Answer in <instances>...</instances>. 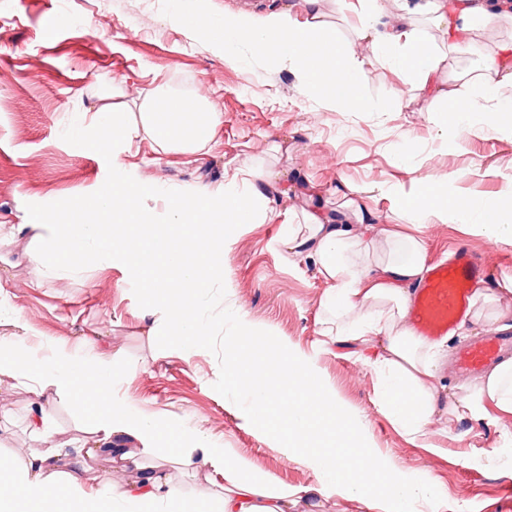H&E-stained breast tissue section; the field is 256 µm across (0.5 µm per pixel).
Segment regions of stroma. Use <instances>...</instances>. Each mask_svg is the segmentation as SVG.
<instances>
[{
  "mask_svg": "<svg viewBox=\"0 0 512 512\" xmlns=\"http://www.w3.org/2000/svg\"><path fill=\"white\" fill-rule=\"evenodd\" d=\"M206 20L247 10L255 16L288 8L306 17L304 0H190ZM322 20L346 42L367 73L365 95L374 109L308 98L297 75L270 67L248 48L225 52L204 25L187 27L171 0H0V295L36 341L76 348L89 342L111 360L116 392L145 413L169 411L206 430L221 447L246 457L255 471L288 488L319 485L321 476L280 437L245 426L224 372L225 307L244 309L250 323L310 361L317 379L351 412L357 436L377 453V474L358 490L337 491L319 512H372L385 499L384 475L423 476L445 492L443 512H512L504 491L512 479V414L488 408L449 418L448 404L469 395L451 366L453 350L491 329L512 332V296H503L498 319L466 318L434 356L436 410L423 438L409 441L378 401V379L366 349L325 341L321 301L327 284L311 259V246L286 258L282 225L303 223L306 205L345 224L397 225L422 237L429 262L448 259L466 245L486 260L490 280L512 275V242H492L455 224H410L399 219L391 192L430 177H447L449 195L487 202L512 195V132L480 117L460 132H446L441 113L407 74L374 57L358 38L359 19L344 0H323ZM512 39V19L502 17L475 44L452 50L441 85L453 88L489 66L496 44ZM170 88L204 94L224 115L219 143L209 153L157 157L140 142L129 163L144 183L222 187L224 174L253 166L285 176L266 187L263 223L244 227L226 259L224 285L211 289L210 340L185 350L169 336H151L148 300L119 266L103 263L67 279L39 275L29 255L35 243L25 225L35 210H59L92 190L107 169L105 158L63 137L72 113L136 111L147 91ZM411 159L402 162L400 154ZM49 427L30 425L32 397L12 379L0 382V456L24 463L31 453H52L93 443L90 414L69 398L48 393ZM179 447L161 436L152 454L121 460L94 455L83 473L85 490L122 489L140 476V465H158L192 499L221 493L224 478L191 471L178 461Z\"/></svg>",
  "mask_w": 512,
  "mask_h": 512,
  "instance_id": "35a3bbf8",
  "label": "stroma"
}]
</instances>
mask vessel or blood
I'll list each match as a JSON object with an SVG mask.
<instances>
[{"label": "vessel or blood", "instance_id": "vessel-or-blood-1", "mask_svg": "<svg viewBox=\"0 0 512 512\" xmlns=\"http://www.w3.org/2000/svg\"><path fill=\"white\" fill-rule=\"evenodd\" d=\"M488 274L486 263L468 247L456 248L450 262L433 266L418 284L410 311L415 330L438 339L452 336L468 314L472 289ZM511 349L512 336L492 333L459 348L456 368L463 376L477 373Z\"/></svg>", "mask_w": 512, "mask_h": 512}]
</instances>
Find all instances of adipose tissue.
<instances>
[{
	"mask_svg": "<svg viewBox=\"0 0 512 512\" xmlns=\"http://www.w3.org/2000/svg\"><path fill=\"white\" fill-rule=\"evenodd\" d=\"M306 21L284 11L259 24L247 14L226 17L213 28V38L225 51L248 47L268 62L293 68L305 94L369 111L364 96L367 73L341 39L319 21L322 0H305ZM362 27L374 56L409 74L431 102H445L453 131L474 115L492 125L503 123L512 110V41L500 44L489 75L444 91L438 82L447 56L419 35L417 7L404 0L395 20H387L379 0H357ZM426 15L439 27L449 47L473 41L479 29L498 17L492 0H427ZM91 121L92 146L110 153L107 176L79 206L42 211L30 226L38 242L31 262L38 272L66 277L103 261L125 269L151 300L150 310L168 335L186 348L203 344L211 321L202 311L210 288L224 277L226 253L243 225L266 216L263 186L273 173L251 167L235 169L223 191L196 185L181 194L165 184L144 185L136 165L125 163L138 140H150L162 155L202 153L216 144L224 124L198 93L177 95L165 89L149 91L137 115L100 108L91 117L77 116L69 135H79ZM433 181L411 193H400L401 213L412 224L433 217L438 224H458L487 239L512 238V197L481 207L440 193ZM147 196L163 198L165 211L156 214L144 205ZM314 241L316 271L329 284L322 306L329 315L325 337L357 343L364 348L381 343L371 364L377 374L382 408L410 439L424 435L436 409L432 353L435 342L417 335L408 320V289L427 270L423 238L386 231L377 224L334 223L325 213H307ZM387 236L385 251L375 252L376 238ZM225 372L243 395L238 413L244 425L265 423L285 439L289 448L305 447L307 463L319 472V486L303 490L277 488L256 474L247 459L228 448L214 447L207 431L187 426L169 414L145 415L131 402L112 393V364L88 355L56 349L51 359L26 360L22 334L0 336V376L23 379L34 405L47 392L90 407L96 447H113L128 456L131 447L151 453L159 435L183 439L180 459L186 466L209 468L224 477V493L193 504L165 474L143 475L127 490L109 496L84 491L82 453L61 448L53 454L32 453L22 467L0 458V512H295L298 505L336 490L353 491L371 478L373 451L354 438L349 411L336 403L330 390L315 381L304 359L282 353L263 342L242 308L224 310ZM263 355L270 365L267 378H252L243 358ZM491 402L512 413V359L495 366L473 395L457 399L449 414L480 410ZM388 496L392 512H440L441 490L432 481L392 476Z\"/></svg>",
	"mask_w": 512,
	"mask_h": 512,
	"instance_id": "adipose-tissue-1",
	"label": "adipose tissue"
}]
</instances>
